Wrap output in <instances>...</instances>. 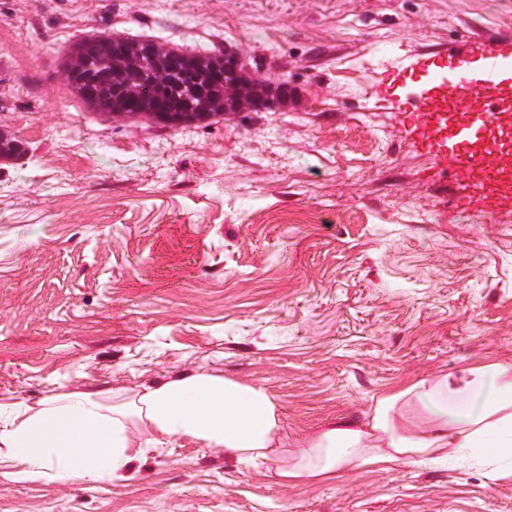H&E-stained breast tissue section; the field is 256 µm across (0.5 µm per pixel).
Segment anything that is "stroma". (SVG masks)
I'll return each instance as SVG.
<instances>
[{
	"label": "stroma",
	"instance_id": "obj_1",
	"mask_svg": "<svg viewBox=\"0 0 512 512\" xmlns=\"http://www.w3.org/2000/svg\"><path fill=\"white\" fill-rule=\"evenodd\" d=\"M106 31L265 60L287 106L172 128L65 80ZM512 37V0H0V402L130 396L197 370L265 387L294 437L410 380L512 361V203L459 202L397 55ZM129 484L0 481V512H512V474L367 464L305 486L223 449Z\"/></svg>",
	"mask_w": 512,
	"mask_h": 512
}]
</instances>
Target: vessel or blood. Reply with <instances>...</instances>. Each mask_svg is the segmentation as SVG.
I'll use <instances>...</instances> for the list:
<instances>
[{
    "instance_id": "b4317fda",
    "label": "vessel or blood",
    "mask_w": 512,
    "mask_h": 512,
    "mask_svg": "<svg viewBox=\"0 0 512 512\" xmlns=\"http://www.w3.org/2000/svg\"><path fill=\"white\" fill-rule=\"evenodd\" d=\"M409 67L426 70L428 77L427 89L409 102L420 137L454 129L456 142L446 167L465 194L512 199V165L487 138L494 129L512 130V94L504 89L512 41L461 39L449 46L445 66L430 70L417 58Z\"/></svg>"
}]
</instances>
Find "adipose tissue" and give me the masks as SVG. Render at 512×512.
<instances>
[{
  "label": "adipose tissue",
  "mask_w": 512,
  "mask_h": 512,
  "mask_svg": "<svg viewBox=\"0 0 512 512\" xmlns=\"http://www.w3.org/2000/svg\"><path fill=\"white\" fill-rule=\"evenodd\" d=\"M183 439L286 485L332 480L367 462L512 464V362L418 378L375 397L363 420L336 417L292 440L265 388L209 372L172 377L129 400L74 390L34 406L0 403V478L127 484L147 449Z\"/></svg>",
  "instance_id": "1"
}]
</instances>
